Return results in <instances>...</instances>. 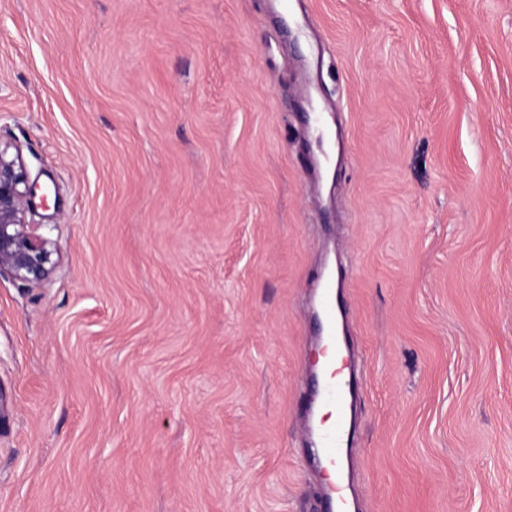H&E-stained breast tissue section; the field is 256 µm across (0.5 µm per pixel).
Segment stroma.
Listing matches in <instances>:
<instances>
[{"label": "stroma", "instance_id": "stroma-1", "mask_svg": "<svg viewBox=\"0 0 512 512\" xmlns=\"http://www.w3.org/2000/svg\"><path fill=\"white\" fill-rule=\"evenodd\" d=\"M0 0V512H310L345 270L360 512H512V0ZM34 197L19 148L0 144V276L30 287L46 282L60 260L55 243L38 232L41 225L26 220ZM342 311L341 284L334 276L321 279L318 293V317L322 325L330 328L336 321V313Z\"/></svg>", "mask_w": 512, "mask_h": 512}]
</instances>
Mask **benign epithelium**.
Here are the masks:
<instances>
[{
    "label": "benign epithelium",
    "instance_id": "obj_1",
    "mask_svg": "<svg viewBox=\"0 0 512 512\" xmlns=\"http://www.w3.org/2000/svg\"><path fill=\"white\" fill-rule=\"evenodd\" d=\"M34 197L19 148L0 147V276L30 287L46 282L60 260L55 243L27 222Z\"/></svg>",
    "mask_w": 512,
    "mask_h": 512
}]
</instances>
